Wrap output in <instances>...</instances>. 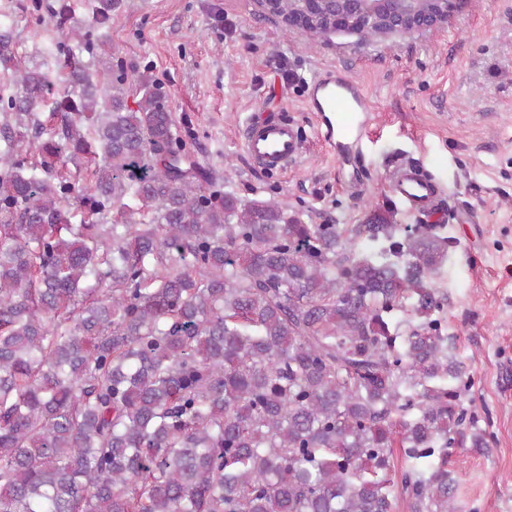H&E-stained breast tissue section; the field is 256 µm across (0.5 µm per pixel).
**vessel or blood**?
Listing matches in <instances>:
<instances>
[{"label":"vessel or blood","instance_id":"1","mask_svg":"<svg viewBox=\"0 0 512 512\" xmlns=\"http://www.w3.org/2000/svg\"><path fill=\"white\" fill-rule=\"evenodd\" d=\"M309 91L311 109L319 113L329 141L344 147L360 140L367 100L354 80L329 71L316 76ZM243 137L247 154L265 170L287 169L302 153V140L295 126L275 115L250 119ZM390 189L418 214L433 211L440 197L430 177L400 161L393 166Z\"/></svg>","mask_w":512,"mask_h":512}]
</instances>
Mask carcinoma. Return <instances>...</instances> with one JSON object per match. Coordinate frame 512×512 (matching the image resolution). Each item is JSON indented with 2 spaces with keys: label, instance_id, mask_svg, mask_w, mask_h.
<instances>
[{
  "label": "carcinoma",
  "instance_id": "1",
  "mask_svg": "<svg viewBox=\"0 0 512 512\" xmlns=\"http://www.w3.org/2000/svg\"><path fill=\"white\" fill-rule=\"evenodd\" d=\"M119 7L55 45L79 91L50 129L0 23V512H457L448 455L493 435L433 284L443 225L304 224L211 184L154 83L76 54ZM338 7L374 2L265 4L311 34Z\"/></svg>",
  "mask_w": 512,
  "mask_h": 512
}]
</instances>
